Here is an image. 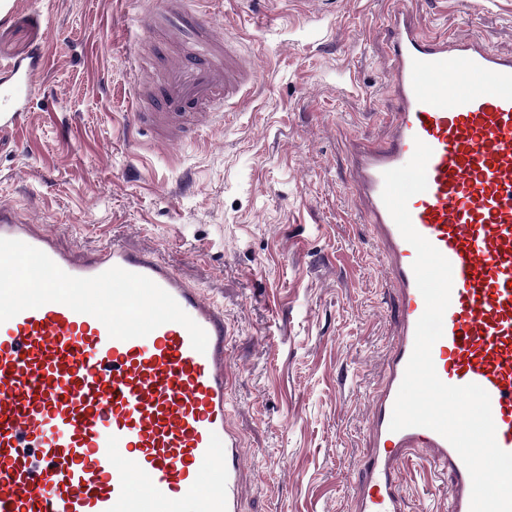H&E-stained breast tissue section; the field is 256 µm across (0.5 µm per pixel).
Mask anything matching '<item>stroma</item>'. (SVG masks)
I'll return each instance as SVG.
<instances>
[{
	"label": "stroma",
	"instance_id": "1",
	"mask_svg": "<svg viewBox=\"0 0 512 512\" xmlns=\"http://www.w3.org/2000/svg\"><path fill=\"white\" fill-rule=\"evenodd\" d=\"M4 63L52 58L26 131H0V204L68 249L107 240L158 256L224 304L232 415L248 465L242 512H350L386 377L396 296L373 227L349 192L351 144L388 138L390 0H220L219 40L254 71L249 97L176 149L128 118L124 48L159 36L164 0H16ZM428 30L512 54V0H406ZM410 512H445L421 458L402 474Z\"/></svg>",
	"mask_w": 512,
	"mask_h": 512
}]
</instances>
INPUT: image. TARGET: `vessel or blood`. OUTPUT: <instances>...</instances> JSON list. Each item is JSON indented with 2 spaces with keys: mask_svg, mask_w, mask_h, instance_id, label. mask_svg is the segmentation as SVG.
Instances as JSON below:
<instances>
[{
  "mask_svg": "<svg viewBox=\"0 0 512 512\" xmlns=\"http://www.w3.org/2000/svg\"><path fill=\"white\" fill-rule=\"evenodd\" d=\"M184 10V0H169L176 22L163 36L166 65L137 83L129 101L134 123L149 126L161 146L223 119L252 83L232 50L217 49L208 17L187 23ZM386 26L394 126L384 144L353 142L350 189L387 259L397 332L387 378L372 397L370 451L351 509L407 512L401 469L423 454L430 476L448 480V512H470V475L453 446L427 428L390 429L425 302L412 270L416 251L381 194L384 172L407 163L416 141L427 144V188L408 210L452 266L433 363L444 383H474L488 393L496 441L512 452V56L475 36L424 32L403 0H393ZM48 60V47L39 45L27 60L6 63L1 131L32 110ZM0 238L42 250L73 276L115 266L147 276L208 335L203 353L177 323L114 339L97 318L56 302L0 323V512H240L244 441L226 401L223 304L120 241L64 249L10 206H0ZM208 476L218 487L205 492Z\"/></svg>",
  "mask_w": 512,
  "mask_h": 512,
  "instance_id": "b4317fda",
  "label": "vessel or blood"
}]
</instances>
